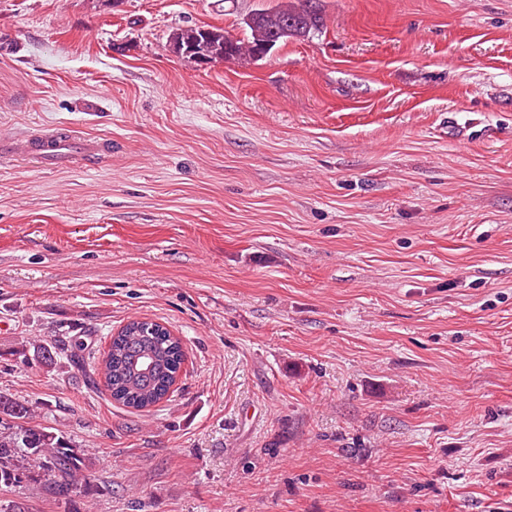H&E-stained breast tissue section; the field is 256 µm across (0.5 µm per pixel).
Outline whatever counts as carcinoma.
Here are the masks:
<instances>
[{
  "mask_svg": "<svg viewBox=\"0 0 512 512\" xmlns=\"http://www.w3.org/2000/svg\"><path fill=\"white\" fill-rule=\"evenodd\" d=\"M322 14L311 0L295 6L283 2L259 8L243 18L244 36L216 35L206 39L201 28L174 31L178 38L201 45L226 59L244 63L258 61L276 45L323 28ZM12 355L27 363L34 356L52 365L61 354L47 345L30 349L23 345ZM73 366L79 356L72 350L63 355ZM182 341L160 323L133 319L110 336L100 363V373L110 397L135 411L148 410L166 400L183 369ZM92 457L74 446L65 433L38 423L33 410L21 400L0 394V487L48 478L46 494L58 502L72 504L77 496L94 491Z\"/></svg>",
  "mask_w": 512,
  "mask_h": 512,
  "instance_id": "cac0c4a2",
  "label": "carcinoma"
}]
</instances>
